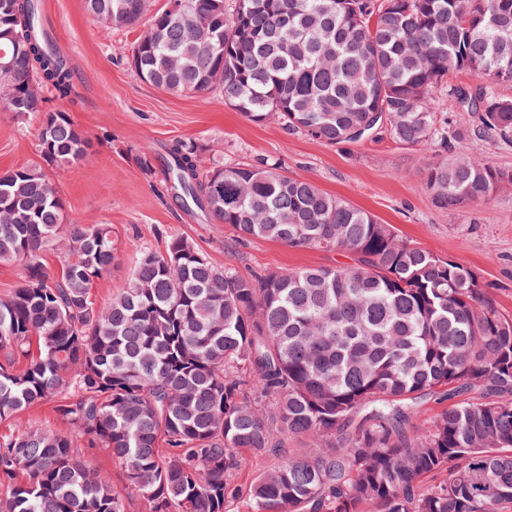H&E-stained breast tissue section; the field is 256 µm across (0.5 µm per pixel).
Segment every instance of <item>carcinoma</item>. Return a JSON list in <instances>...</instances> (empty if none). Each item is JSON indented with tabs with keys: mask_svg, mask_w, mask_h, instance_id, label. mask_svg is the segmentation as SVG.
Listing matches in <instances>:
<instances>
[{
	"mask_svg": "<svg viewBox=\"0 0 512 512\" xmlns=\"http://www.w3.org/2000/svg\"><path fill=\"white\" fill-rule=\"evenodd\" d=\"M105 35L141 29L128 55L170 94L218 93L255 123L352 143L377 131L429 148L459 134L432 103L477 116L512 145V0H84ZM38 0H0V108L36 126L39 161L0 173V261L22 266L0 297V421L52 401L64 433L0 436V512H125L86 455L98 448L149 512H226L244 455H276L248 512H512V316L478 272L400 240L389 225L275 164L201 165L166 147L167 187L187 212L243 238L344 251L347 266L243 276L175 237L140 252L104 307L112 228L67 221L47 175L92 144L64 110L73 74L40 31ZM472 73L474 88L448 84ZM440 209L481 205L512 173L429 159ZM67 241L60 277L44 252ZM448 401L416 422L418 399ZM308 441L286 448V437ZM26 474L23 482L16 473Z\"/></svg>",
	"mask_w": 512,
	"mask_h": 512,
	"instance_id": "cac0c4a2",
	"label": "carcinoma"
}]
</instances>
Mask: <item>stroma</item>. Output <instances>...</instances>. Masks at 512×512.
<instances>
[{"instance_id": "obj_1", "label": "stroma", "mask_w": 512, "mask_h": 512, "mask_svg": "<svg viewBox=\"0 0 512 512\" xmlns=\"http://www.w3.org/2000/svg\"><path fill=\"white\" fill-rule=\"evenodd\" d=\"M55 41L68 57L76 89L71 100L47 98L45 108L70 112L92 143L90 155L49 174L69 220L108 224L117 248L110 274L99 281V303L132 276L139 252L165 250L174 237L192 242L215 265L251 276L307 266H345L344 251L291 248L262 238L243 239L229 226L186 214L169 195L161 164L143 169L142 155L172 140L203 146L202 159L225 165L272 162L291 177L313 181L325 193L391 225L404 241L475 269L499 310L512 314V186L487 204L442 210L434 206L422 172L423 152L388 136L331 145L279 123H254L217 94L174 96L142 81L126 56L138 30L103 37L83 0H41ZM438 125L458 131L454 150L473 161L512 172V146L472 135V113L433 103ZM36 158L35 130L0 111V171Z\"/></svg>"}]
</instances>
